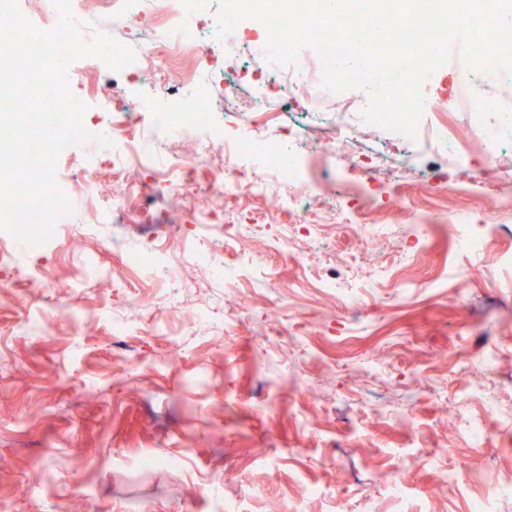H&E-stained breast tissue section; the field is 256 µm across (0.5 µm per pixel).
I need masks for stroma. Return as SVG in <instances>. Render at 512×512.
<instances>
[{
	"instance_id": "obj_1",
	"label": "stroma",
	"mask_w": 512,
	"mask_h": 512,
	"mask_svg": "<svg viewBox=\"0 0 512 512\" xmlns=\"http://www.w3.org/2000/svg\"><path fill=\"white\" fill-rule=\"evenodd\" d=\"M397 142L389 131L361 142L383 196L368 221L429 213L417 229L428 247L393 234L366 251L329 226L327 247L304 237L276 252L268 239L289 215L240 200L227 217L255 225L248 273L229 285L182 269L177 310L162 285L122 265L113 239L134 249L160 235L171 251L202 240L220 254L223 234L147 213V185L121 181L111 189L127 215L116 224L110 205L72 185L85 236L60 234L0 267V512H60L76 500L83 512H470L477 502L512 512L495 481L512 474V266H487L440 231L456 212L502 223L512 146L498 154V186L456 195L464 171L443 149L423 153L421 172L385 177ZM381 267L410 292L377 282ZM330 276L362 294L358 316L312 289ZM203 307L222 320L198 323ZM116 312L127 335L113 333ZM460 404L482 443L449 430L446 412ZM447 470L465 471L464 483L432 495Z\"/></svg>"
}]
</instances>
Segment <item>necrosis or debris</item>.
<instances>
[{"instance_id": "obj_1", "label": "necrosis or debris", "mask_w": 512, "mask_h": 512, "mask_svg": "<svg viewBox=\"0 0 512 512\" xmlns=\"http://www.w3.org/2000/svg\"><path fill=\"white\" fill-rule=\"evenodd\" d=\"M214 3L215 0H72L76 21L94 23L99 31L108 34L122 31L137 43L134 62L121 74L150 82L156 105L151 114L152 126L195 142L192 157L155 166L150 147L137 130V110L127 107L113 112L112 129L120 134L112 147L113 177L130 169L142 171L152 189L149 206L162 209L174 199L192 223L211 224L216 219L214 209L199 200L194 185L184 176L185 170L203 169L209 175L211 197L261 199L272 210L295 216L307 229L336 224L362 245L373 246L379 232L364 220L365 214L378 205L369 188L372 169L360 155L349 150L368 132V125L352 117L348 110L323 107L320 57L305 58L284 71L267 60L265 34L241 45L233 38L216 40L214 26L195 25V18L212 14ZM240 45L257 60V71L271 85L274 96L262 104L230 113L237 134L220 140L212 126L211 100L218 90L223 92L225 102L237 99V82L224 78V59ZM188 56L196 63L193 77L171 86L164 80V73L178 68ZM298 97L305 102V116L321 129L319 139L296 134L280 138L278 105L283 99ZM473 133L469 140L449 136L447 124L441 122L419 127L416 141L406 142L396 154L395 169L401 173L417 170L424 146L445 144L457 156L483 158L482 166L470 170L459 182L458 191L490 186L497 149L512 138V111L501 110L496 123L474 127ZM332 182L346 187L348 197L356 202L354 208L329 206L324 187ZM123 262L132 268L150 269L157 281L170 288L177 285L179 268L188 266L227 282L243 276L242 267L224 265L205 246L190 255L174 257L151 241L141 251L125 255Z\"/></svg>"}]
</instances>
